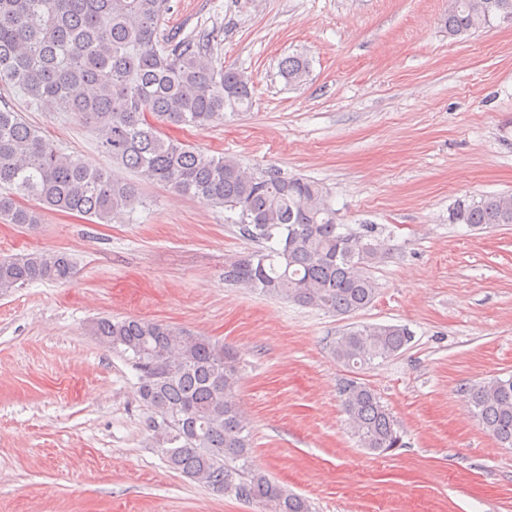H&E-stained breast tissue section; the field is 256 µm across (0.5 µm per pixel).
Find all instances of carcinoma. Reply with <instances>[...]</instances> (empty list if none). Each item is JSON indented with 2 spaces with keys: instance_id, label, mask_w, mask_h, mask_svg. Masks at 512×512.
<instances>
[{
  "instance_id": "cac0c4a2",
  "label": "carcinoma",
  "mask_w": 512,
  "mask_h": 512,
  "mask_svg": "<svg viewBox=\"0 0 512 512\" xmlns=\"http://www.w3.org/2000/svg\"><path fill=\"white\" fill-rule=\"evenodd\" d=\"M169 0H0V85L17 88L45 112H70L92 129L112 162L177 192L237 214L239 233L257 248L228 263L224 281L273 299L352 316L371 307L372 269L388 247L373 224L350 231L337 222L319 182L255 174L231 155L210 156L164 138L165 126L204 127L251 104L250 79L215 56L217 34L160 31ZM512 23V0H451L445 26L455 38ZM279 73L306 83L308 60L289 55ZM0 219L29 230L42 211L95 224L120 220L143 203L135 184L112 180L46 140L20 113L0 108ZM37 202L33 207L18 199ZM474 229L512 224V193H494L452 211ZM73 260L52 250L0 259V294L40 281H66ZM88 332L138 373L139 402L167 466L217 495L264 512H311L309 501L254 463L252 433L237 400L236 353L205 336L147 318L101 317ZM412 341L404 325L354 323L330 342L336 362L363 369ZM345 423L364 449L404 446L381 397L356 377L337 388ZM473 417L512 448V374L469 389Z\"/></svg>"
}]
</instances>
